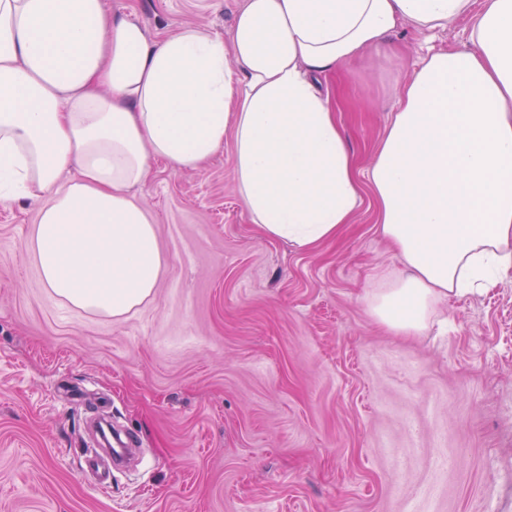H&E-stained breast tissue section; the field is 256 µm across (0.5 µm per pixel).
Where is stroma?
Wrapping results in <instances>:
<instances>
[{
  "mask_svg": "<svg viewBox=\"0 0 512 512\" xmlns=\"http://www.w3.org/2000/svg\"><path fill=\"white\" fill-rule=\"evenodd\" d=\"M242 0H112L156 39L229 37ZM459 20L391 33L323 77L362 202L311 251L266 236L234 138L204 166L152 164L135 193L164 269L122 317L66 307L27 248L38 207L0 208V512H512V273L398 334L370 312L401 270L368 179L402 83ZM109 414L141 464L98 493L86 420Z\"/></svg>",
  "mask_w": 512,
  "mask_h": 512,
  "instance_id": "stroma-1",
  "label": "stroma"
}]
</instances>
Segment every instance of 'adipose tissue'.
Masks as SVG:
<instances>
[{"instance_id":"ef3b65f1","label":"adipose tissue","mask_w":512,"mask_h":512,"mask_svg":"<svg viewBox=\"0 0 512 512\" xmlns=\"http://www.w3.org/2000/svg\"><path fill=\"white\" fill-rule=\"evenodd\" d=\"M461 19L468 46L419 59L369 173L403 266L371 311L422 332L434 306L512 271V0H244L227 41L152 38L110 0H0V207L39 202L28 248L46 288L125 315L163 267L135 190L152 160L203 166L229 130L256 224L313 250L361 203L322 77L398 27Z\"/></svg>"}]
</instances>
